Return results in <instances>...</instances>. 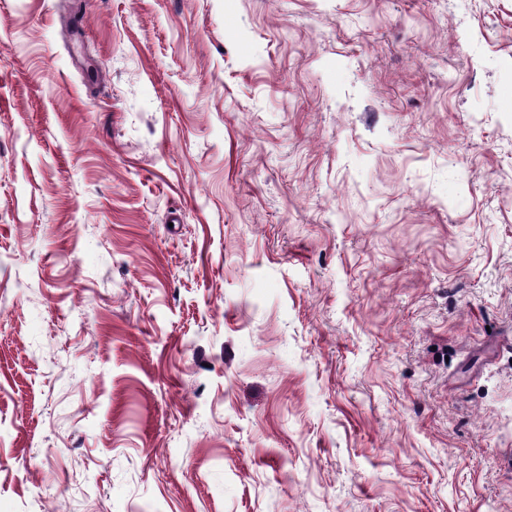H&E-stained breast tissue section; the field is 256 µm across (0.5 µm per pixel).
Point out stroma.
I'll use <instances>...</instances> for the list:
<instances>
[{"instance_id":"obj_1","label":"stroma","mask_w":512,"mask_h":512,"mask_svg":"<svg viewBox=\"0 0 512 512\" xmlns=\"http://www.w3.org/2000/svg\"><path fill=\"white\" fill-rule=\"evenodd\" d=\"M0 512H512V0H0Z\"/></svg>"}]
</instances>
